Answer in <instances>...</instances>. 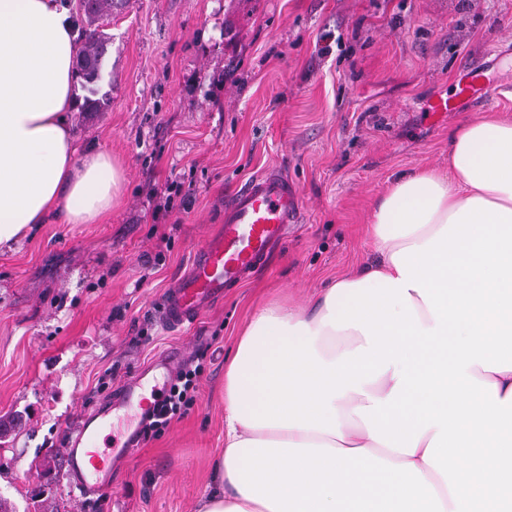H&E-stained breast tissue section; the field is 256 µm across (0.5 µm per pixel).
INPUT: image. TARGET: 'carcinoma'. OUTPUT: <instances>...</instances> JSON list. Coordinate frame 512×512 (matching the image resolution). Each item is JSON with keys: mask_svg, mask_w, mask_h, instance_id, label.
I'll return each instance as SVG.
<instances>
[{"mask_svg": "<svg viewBox=\"0 0 512 512\" xmlns=\"http://www.w3.org/2000/svg\"><path fill=\"white\" fill-rule=\"evenodd\" d=\"M114 0H95L92 8L84 11L91 30L84 31V43L78 56L77 76L83 81L89 95L84 97L81 107L83 112H99L107 101L106 97H97V85L103 77V58L105 54V37L98 31L95 23L104 16L112 14Z\"/></svg>", "mask_w": 512, "mask_h": 512, "instance_id": "cac0c4a2", "label": "carcinoma"}]
</instances>
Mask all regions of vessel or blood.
Wrapping results in <instances>:
<instances>
[{
	"mask_svg": "<svg viewBox=\"0 0 512 512\" xmlns=\"http://www.w3.org/2000/svg\"><path fill=\"white\" fill-rule=\"evenodd\" d=\"M458 87L455 101L436 100L430 112L484 103L500 92L492 77L469 71L461 75ZM300 210V194L286 177L266 170L250 178L225 202L220 230L200 244L191 263L161 298L158 314L165 327L180 331L193 325L205 310L223 300L226 291L244 283L287 239ZM174 360V354L160 355L124 384L108 405L67 431L64 451L80 496L111 493L113 470L139 448L142 425L167 388Z\"/></svg>",
	"mask_w": 512,
	"mask_h": 512,
	"instance_id": "1",
	"label": "vessel or blood"
}]
</instances>
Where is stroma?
Instances as JSON below:
<instances>
[{
	"label": "stroma",
	"mask_w": 512,
	"mask_h": 512,
	"mask_svg": "<svg viewBox=\"0 0 512 512\" xmlns=\"http://www.w3.org/2000/svg\"><path fill=\"white\" fill-rule=\"evenodd\" d=\"M101 112L79 146L123 166L99 224L52 218L0 250V512H198L224 448V361L261 303L311 304L374 257L363 227L400 174L447 168L448 133L512 113V0H123L104 22ZM501 66L498 98L440 116L464 68ZM300 222L266 269L165 334L164 291L220 224L224 199L269 166ZM204 361L194 405L115 473V494L68 484V427L153 355Z\"/></svg>",
	"instance_id": "stroma-1"
}]
</instances>
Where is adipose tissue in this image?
I'll return each mask as SVG.
<instances>
[{
  "instance_id": "adipose-tissue-1",
  "label": "adipose tissue",
  "mask_w": 512,
  "mask_h": 512,
  "mask_svg": "<svg viewBox=\"0 0 512 512\" xmlns=\"http://www.w3.org/2000/svg\"><path fill=\"white\" fill-rule=\"evenodd\" d=\"M59 0H0V247L97 224L125 186L77 150L80 44ZM377 259L313 310L252 315L224 368V450L199 512H512V116L392 181Z\"/></svg>"
}]
</instances>
